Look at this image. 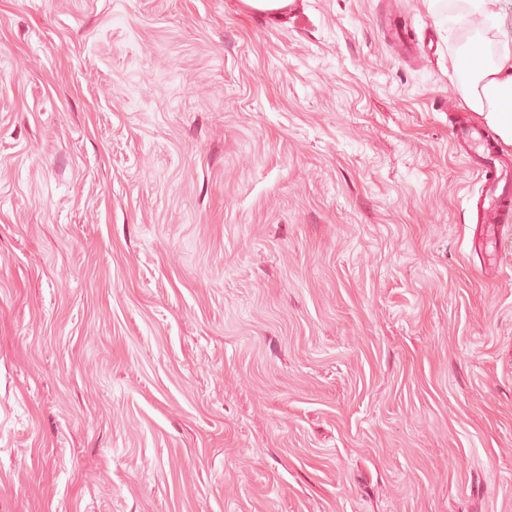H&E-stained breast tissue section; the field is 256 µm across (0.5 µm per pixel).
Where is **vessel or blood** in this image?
<instances>
[{
	"label": "vessel or blood",
	"instance_id": "1",
	"mask_svg": "<svg viewBox=\"0 0 512 512\" xmlns=\"http://www.w3.org/2000/svg\"><path fill=\"white\" fill-rule=\"evenodd\" d=\"M391 43L403 59L421 55L418 40L407 31H394ZM448 111L452 115V146L479 185L478 192L467 197L481 227L472 247L490 257L498 236L512 225V156L500 149L492 131L469 117L459 116L456 101H449Z\"/></svg>",
	"mask_w": 512,
	"mask_h": 512
}]
</instances>
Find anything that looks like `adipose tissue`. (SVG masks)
Segmentation results:
<instances>
[{"mask_svg":"<svg viewBox=\"0 0 512 512\" xmlns=\"http://www.w3.org/2000/svg\"><path fill=\"white\" fill-rule=\"evenodd\" d=\"M455 67L463 78L468 107L484 114L505 140L512 142V50H503L494 64L483 59V43L476 40L455 52Z\"/></svg>","mask_w":512,"mask_h":512,"instance_id":"obj_1","label":"adipose tissue"}]
</instances>
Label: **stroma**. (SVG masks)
<instances>
[{
  "label": "stroma",
  "mask_w": 512,
  "mask_h": 512,
  "mask_svg": "<svg viewBox=\"0 0 512 512\" xmlns=\"http://www.w3.org/2000/svg\"><path fill=\"white\" fill-rule=\"evenodd\" d=\"M238 3L0 0V512H512L459 0ZM250 2L247 4L249 15L259 18L270 19L292 7V4L283 6V0H250ZM391 43L396 53L404 60L414 59L421 55L419 41L405 30L396 29L392 32Z\"/></svg>",
  "instance_id": "stroma-1"
}]
</instances>
